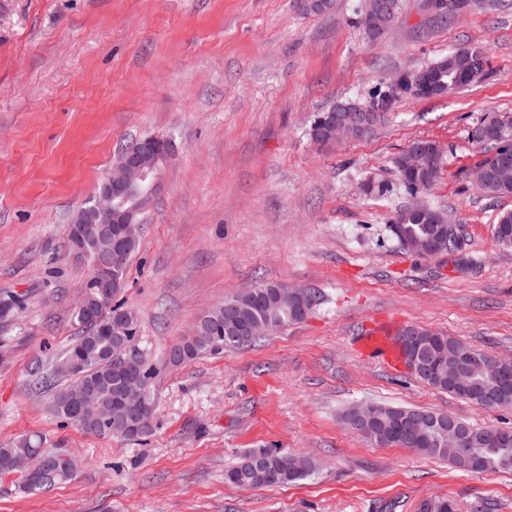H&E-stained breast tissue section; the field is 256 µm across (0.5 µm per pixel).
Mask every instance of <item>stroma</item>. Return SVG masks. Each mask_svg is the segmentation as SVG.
Segmentation results:
<instances>
[{"instance_id": "35a3bbf8", "label": "stroma", "mask_w": 512, "mask_h": 512, "mask_svg": "<svg viewBox=\"0 0 512 512\" xmlns=\"http://www.w3.org/2000/svg\"><path fill=\"white\" fill-rule=\"evenodd\" d=\"M361 4L308 14L301 0H0V292L26 297L0 348V442L39 432L81 462L37 494L0 475V512H417L434 495L458 512H512V470L460 472L342 420L390 404L512 428V409L435 390L357 348L379 325L413 324L512 357V248L493 235L512 196L476 186L490 148L469 137L512 118V7L442 19L402 0L371 42ZM464 47L489 63L479 82L405 96L363 138L310 139L332 102L368 100L382 80ZM145 136L176 152L123 292L156 370L150 432L133 441L60 427L32 370L79 331L89 268L67 227L121 147ZM418 138L444 151L426 199L462 227L466 263L417 256L389 230L409 201L397 160ZM268 282L318 303L252 345L168 364L205 312ZM259 449L316 469L272 487L225 483V468Z\"/></svg>"}]
</instances>
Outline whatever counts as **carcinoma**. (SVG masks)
Here are the masks:
<instances>
[{"label": "carcinoma", "mask_w": 512, "mask_h": 512, "mask_svg": "<svg viewBox=\"0 0 512 512\" xmlns=\"http://www.w3.org/2000/svg\"><path fill=\"white\" fill-rule=\"evenodd\" d=\"M487 59L475 50L456 49L438 60L428 64L434 74L442 76L448 83V91L464 87L485 76ZM464 70L471 78L453 84L448 81V71ZM408 80H403L399 89L387 95L376 87L371 92L373 106L384 112L391 110L396 99L408 93ZM360 109L354 101H341L327 110L319 112L313 120L309 131L310 138L320 144L334 142L333 130L329 128L330 119L336 115L346 118L354 110ZM512 129V121L489 119L476 125L470 132L471 140L479 145L488 144L491 154L476 168L473 178L478 188L490 197L512 195V181L499 177L495 161L504 156L512 158V143L501 145L498 133ZM409 149L418 156V167L408 176L399 174L402 187L409 194L426 193L443 164V156L435 151L434 142L428 139L412 141ZM448 216L440 209L420 201L411 208L399 210L391 220L390 231L402 242L404 239H415L431 250L453 249L459 251L458 244H448ZM497 241L512 246V210H503L497 215L494 225ZM138 242L134 241L125 247L124 264L114 267L109 273V293L102 294V289L95 285L87 288L80 301L74 307L72 318L80 327L78 336L65 348L56 360L52 371L36 366L33 371L35 386L53 391L51 406L60 426H75L82 431L100 436H111V426L123 419L113 412L109 417H99L96 408L102 406L112 408V398L118 383L128 374L122 359L112 357V338L102 332V325H112V318L131 313L124 306L121 295L126 288V272L136 252ZM4 304L0 311V333L10 325L16 316L25 308L24 296L18 293H7L0 298ZM317 298L301 288H288L277 283L261 284L250 291L240 294L231 300L233 310L227 311L219 306L208 311L195 325L190 335L185 336L170 352V362L174 365L192 361L206 354H220L226 348H239L251 344L255 337L249 335L254 326L267 327L274 330L291 322L304 320L316 305ZM97 310L92 320L85 316V309ZM415 335L423 340L434 339L439 345L442 364L436 376L427 381V385L447 391L456 396L462 395L459 390L448 386V369H458L466 363L467 354L472 347L459 339L444 333L415 326ZM123 340L136 351L137 361L133 372L146 384L154 376L153 368L146 362L144 350L141 348L137 319H132L130 331ZM79 352L78 364L70 372L79 379H91L96 382V406H91L77 413L62 400L67 387L55 388V376L64 370L65 364ZM498 384L496 374L490 372L484 361L471 363L468 369L467 386L472 392L470 399L477 401V393L493 390ZM408 417H421L432 424L445 426L442 437H436L432 430L424 433L414 432L410 435L399 433L400 421ZM347 422L364 437L381 446H401L411 448L419 453L439 456L448 459L450 464L462 472H484L512 470V438L504 443H496L494 427H473L470 424L447 414L429 409L376 406L374 417L368 423L357 421L354 412H349ZM461 448V452L450 454L448 448ZM36 453L43 461V475L37 482L23 481L24 488L30 493L44 491L57 484L73 479L75 471L70 467L71 453L63 441L51 442L41 434H26L0 443V473L14 471L13 461L22 455ZM262 467L267 474L265 486L286 484L308 476L311 464L305 469L296 470L289 464V455L270 450L252 451L236 465L224 471V480L235 486L249 489L254 487L253 470ZM418 512H457L455 503L445 497L435 496L424 499L418 506Z\"/></svg>", "instance_id": "obj_1"}]
</instances>
